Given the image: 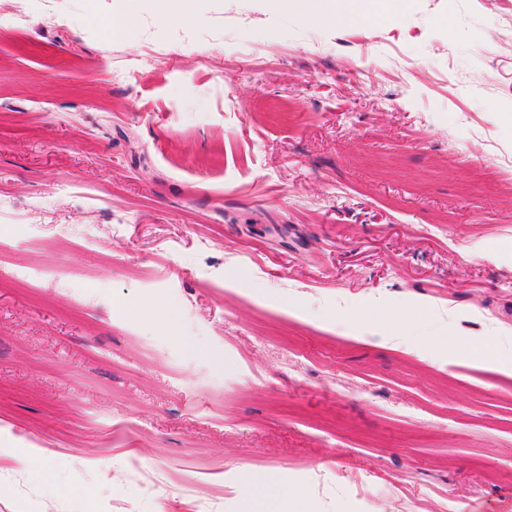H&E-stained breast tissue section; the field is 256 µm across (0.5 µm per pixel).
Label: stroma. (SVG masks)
<instances>
[{
  "label": "stroma",
  "instance_id": "obj_1",
  "mask_svg": "<svg viewBox=\"0 0 512 512\" xmlns=\"http://www.w3.org/2000/svg\"><path fill=\"white\" fill-rule=\"evenodd\" d=\"M110 5L0 0V512H512V7ZM278 8L284 11L293 10L303 15L309 22H319L323 19L322 13L313 4V0H273Z\"/></svg>",
  "mask_w": 512,
  "mask_h": 512
}]
</instances>
